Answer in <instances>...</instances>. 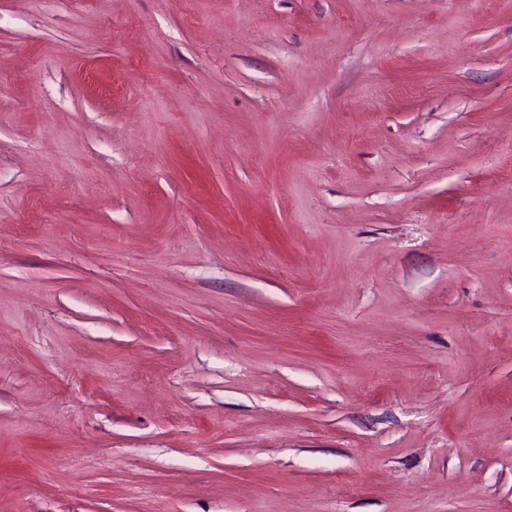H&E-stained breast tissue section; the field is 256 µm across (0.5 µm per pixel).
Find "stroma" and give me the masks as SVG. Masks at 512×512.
<instances>
[{
    "mask_svg": "<svg viewBox=\"0 0 512 512\" xmlns=\"http://www.w3.org/2000/svg\"><path fill=\"white\" fill-rule=\"evenodd\" d=\"M0 512H512V0H0Z\"/></svg>",
    "mask_w": 512,
    "mask_h": 512,
    "instance_id": "stroma-1",
    "label": "stroma"
}]
</instances>
